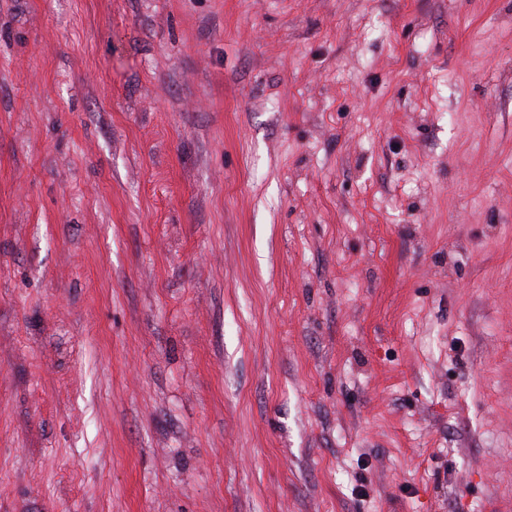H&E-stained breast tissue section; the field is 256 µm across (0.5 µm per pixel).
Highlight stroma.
Segmentation results:
<instances>
[{"label": "stroma", "instance_id": "obj_1", "mask_svg": "<svg viewBox=\"0 0 512 512\" xmlns=\"http://www.w3.org/2000/svg\"><path fill=\"white\" fill-rule=\"evenodd\" d=\"M0 512H512V0H0Z\"/></svg>", "mask_w": 512, "mask_h": 512}]
</instances>
